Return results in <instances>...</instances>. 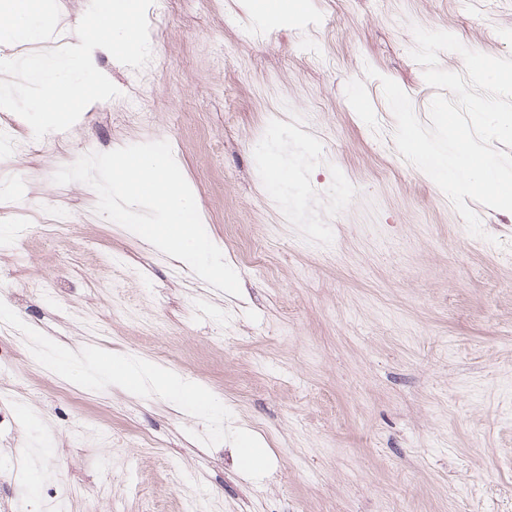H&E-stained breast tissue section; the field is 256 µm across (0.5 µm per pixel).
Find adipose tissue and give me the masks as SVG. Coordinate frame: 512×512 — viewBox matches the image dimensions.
Listing matches in <instances>:
<instances>
[{"mask_svg":"<svg viewBox=\"0 0 512 512\" xmlns=\"http://www.w3.org/2000/svg\"><path fill=\"white\" fill-rule=\"evenodd\" d=\"M36 0H13L8 10L0 12V34L23 40H44L49 26L39 25ZM93 372L108 376L112 382L131 392L151 391L204 415L223 413V403L195 383L189 382L153 363L135 360L119 353H103L93 361Z\"/></svg>","mask_w":512,"mask_h":512,"instance_id":"obj_1","label":"adipose tissue"}]
</instances>
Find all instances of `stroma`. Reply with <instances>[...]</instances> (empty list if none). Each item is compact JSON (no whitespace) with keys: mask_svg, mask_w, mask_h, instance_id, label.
Wrapping results in <instances>:
<instances>
[{"mask_svg":"<svg viewBox=\"0 0 512 512\" xmlns=\"http://www.w3.org/2000/svg\"><path fill=\"white\" fill-rule=\"evenodd\" d=\"M415 24L512 56V0H306L283 26L249 0H166L144 71L92 54L119 97L39 155L0 145V200L24 210L0 235V512H512V212L474 204L472 236L398 153L381 77L424 123L437 93ZM144 73L151 122L124 124ZM160 140L241 296L52 180ZM272 145L298 171L277 193ZM57 211L72 223L52 242L37 220ZM52 348L70 373L40 359ZM113 351L209 390L222 421L85 378ZM243 430L269 449L262 474L235 458Z\"/></svg>","mask_w":512,"mask_h":512,"instance_id":"obj_1","label":"stroma"}]
</instances>
